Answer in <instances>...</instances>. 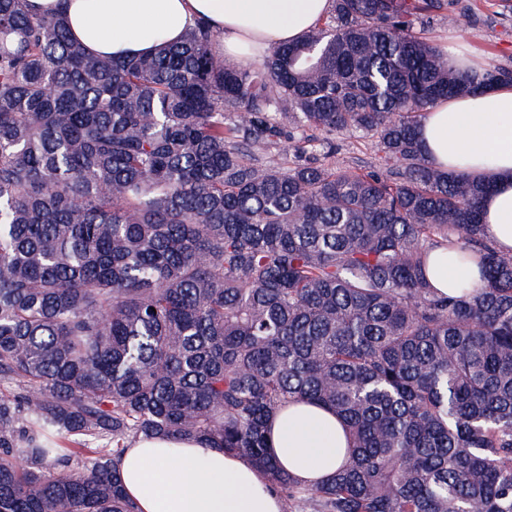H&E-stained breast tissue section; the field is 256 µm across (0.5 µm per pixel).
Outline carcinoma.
Returning <instances> with one entry per match:
<instances>
[{
    "label": "carcinoma",
    "instance_id": "carcinoma-1",
    "mask_svg": "<svg viewBox=\"0 0 512 512\" xmlns=\"http://www.w3.org/2000/svg\"><path fill=\"white\" fill-rule=\"evenodd\" d=\"M454 6L471 26L459 0H331L230 66L204 22L115 61L0 0V512H135L117 462L140 436L242 452L321 512H512V253L487 186L416 136L441 100L512 83L416 29ZM344 132L370 170L317 155ZM450 244L481 292H436ZM299 400L351 434L314 489L267 441Z\"/></svg>",
    "mask_w": 512,
    "mask_h": 512
}]
</instances>
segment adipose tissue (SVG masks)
<instances>
[{"mask_svg": "<svg viewBox=\"0 0 512 512\" xmlns=\"http://www.w3.org/2000/svg\"><path fill=\"white\" fill-rule=\"evenodd\" d=\"M39 15L63 14L86 52L115 59L155 53L198 21L212 50L233 61L300 39L329 12L330 0H29ZM418 137L442 171L490 184L481 201L485 232L512 252V85L442 101L425 112ZM428 277L440 293L484 286L476 263L438 248ZM280 467L304 488L320 486L348 457L342 423L326 407L286 404L268 424ZM125 495L138 512H283L280 495L243 454L193 440L140 437L118 461Z\"/></svg>", "mask_w": 512, "mask_h": 512, "instance_id": "ef3b65f1", "label": "adipose tissue"}]
</instances>
